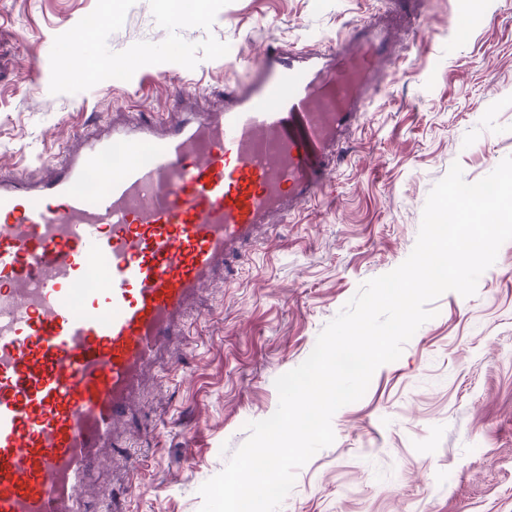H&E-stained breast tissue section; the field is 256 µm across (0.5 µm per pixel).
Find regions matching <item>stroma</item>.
<instances>
[{
    "instance_id": "stroma-1",
    "label": "stroma",
    "mask_w": 512,
    "mask_h": 512,
    "mask_svg": "<svg viewBox=\"0 0 512 512\" xmlns=\"http://www.w3.org/2000/svg\"><path fill=\"white\" fill-rule=\"evenodd\" d=\"M0 0V173L44 178L94 124L224 104L268 43L324 50L385 20L393 75L317 201L207 282L150 369L88 491L89 512H199L200 487L271 416L275 380L371 278L411 253L433 186L512 156V0ZM97 25L84 27L87 17ZM437 315L332 418L335 441L296 472L280 512H512V240L475 295Z\"/></svg>"
}]
</instances>
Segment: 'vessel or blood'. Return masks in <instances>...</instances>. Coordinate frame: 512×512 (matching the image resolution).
Here are the masks:
<instances>
[{
    "label": "vessel or blood",
    "mask_w": 512,
    "mask_h": 512,
    "mask_svg": "<svg viewBox=\"0 0 512 512\" xmlns=\"http://www.w3.org/2000/svg\"><path fill=\"white\" fill-rule=\"evenodd\" d=\"M376 20L269 47L224 108L107 127L0 176V512H84L101 449L201 287L315 201L386 80Z\"/></svg>",
    "instance_id": "b4317fda"
}]
</instances>
